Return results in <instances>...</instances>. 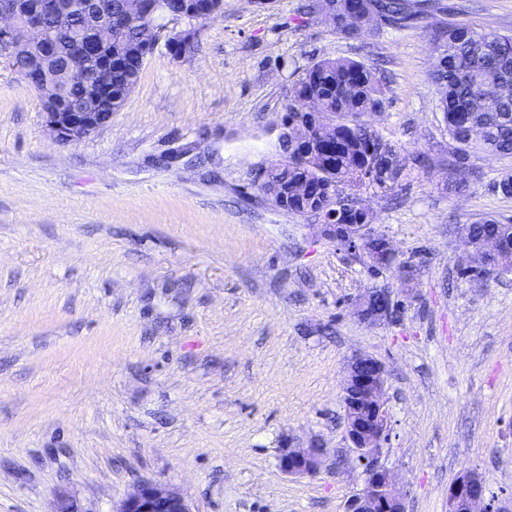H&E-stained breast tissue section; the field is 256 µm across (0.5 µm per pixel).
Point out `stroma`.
Here are the masks:
<instances>
[{
    "label": "stroma",
    "instance_id": "stroma-1",
    "mask_svg": "<svg viewBox=\"0 0 512 512\" xmlns=\"http://www.w3.org/2000/svg\"><path fill=\"white\" fill-rule=\"evenodd\" d=\"M446 2L512 33V0ZM300 4L224 0L189 57L157 43L111 122L76 143L47 133L36 92L0 63V512H53L61 493L112 512L143 481L193 512H345L363 483L341 386L359 352L386 367L379 463L406 512H448L463 472L512 497V273L463 274L460 234L512 220L495 187L512 158L456 155L426 29L345 40ZM324 57L386 78L369 121L404 175L366 197L413 282L258 188L293 82ZM459 166L480 177L453 192ZM372 287L399 301L391 320L352 314ZM287 438L323 444L319 474L280 472Z\"/></svg>",
    "mask_w": 512,
    "mask_h": 512
}]
</instances>
